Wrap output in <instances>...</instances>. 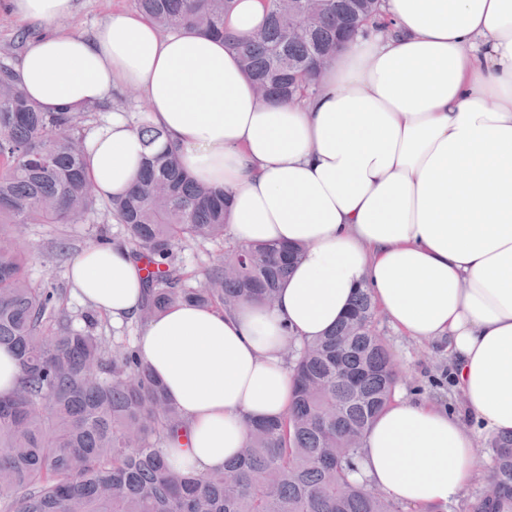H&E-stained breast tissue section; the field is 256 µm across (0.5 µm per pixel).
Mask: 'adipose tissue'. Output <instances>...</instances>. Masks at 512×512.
<instances>
[{
    "instance_id": "adipose-tissue-1",
    "label": "adipose tissue",
    "mask_w": 512,
    "mask_h": 512,
    "mask_svg": "<svg viewBox=\"0 0 512 512\" xmlns=\"http://www.w3.org/2000/svg\"><path fill=\"white\" fill-rule=\"evenodd\" d=\"M74 7L11 0L48 29L19 67L28 97L58 112L140 89L184 171L229 193L234 241L303 249L274 307L178 302L141 329L139 356L188 425L171 473L234 460L245 417L288 406L289 340L324 336L365 288L398 332L446 342L463 412L393 398L357 479L415 512L462 496L477 437L512 431V0H381L396 31L346 40L301 104L259 102L223 40L125 12L78 35ZM86 141L100 196H122L140 136L116 112ZM68 276L113 321L136 316L145 272L124 243L81 251Z\"/></svg>"
}]
</instances>
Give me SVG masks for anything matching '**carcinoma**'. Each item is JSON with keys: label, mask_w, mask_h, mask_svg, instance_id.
<instances>
[{"label": "carcinoma", "mask_w": 512, "mask_h": 512, "mask_svg": "<svg viewBox=\"0 0 512 512\" xmlns=\"http://www.w3.org/2000/svg\"><path fill=\"white\" fill-rule=\"evenodd\" d=\"M233 4L134 0L162 30L224 38L262 100L297 102L316 90L339 37L374 20L381 0H268L267 22L243 39L224 33ZM97 110L44 112L0 62V346L22 370L16 390L0 397V512H404L349 479L398 378L364 289L328 334L300 349L289 342L287 410L246 418L245 450L223 472L169 471L165 448L183 426L178 406L133 347L98 333L99 311H86L85 328L73 329L63 293L31 283L30 254L6 230L97 213L81 134ZM137 131L143 173L105 203L133 257L152 266L136 321L145 325L178 301L222 312L244 301L273 306L301 250L232 241L229 195L193 181L174 150L156 148L164 132L146 118ZM205 242L224 244V254L192 286L179 254ZM490 448L492 473L469 512H512V432Z\"/></svg>", "instance_id": "carcinoma-1"}]
</instances>
